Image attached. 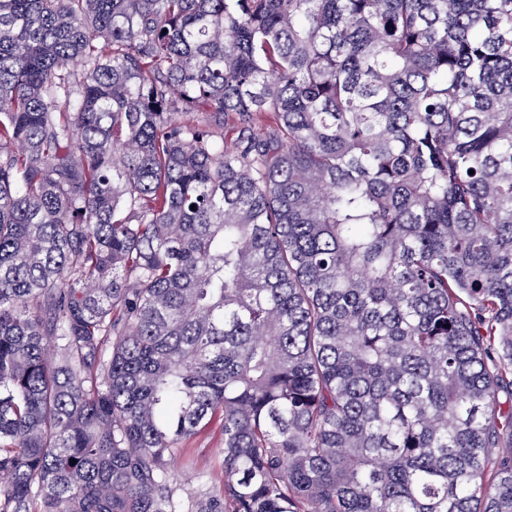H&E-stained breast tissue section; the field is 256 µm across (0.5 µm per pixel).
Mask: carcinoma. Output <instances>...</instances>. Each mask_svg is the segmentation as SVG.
<instances>
[{
  "label": "carcinoma",
  "instance_id": "obj_1",
  "mask_svg": "<svg viewBox=\"0 0 512 512\" xmlns=\"http://www.w3.org/2000/svg\"><path fill=\"white\" fill-rule=\"evenodd\" d=\"M511 373L512 0H0V512H512ZM223 448L218 420L195 436L184 440L179 449L175 469L185 491L220 494L224 483L219 449ZM193 463L192 466L186 464Z\"/></svg>",
  "mask_w": 512,
  "mask_h": 512
}]
</instances>
